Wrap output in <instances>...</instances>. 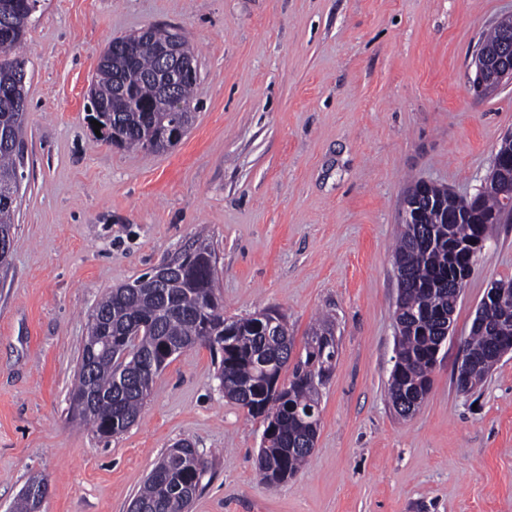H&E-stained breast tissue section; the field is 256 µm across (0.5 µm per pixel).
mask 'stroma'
Returning <instances> with one entry per match:
<instances>
[{"label":"stroma","instance_id":"35a3bbf8","mask_svg":"<svg viewBox=\"0 0 512 512\" xmlns=\"http://www.w3.org/2000/svg\"><path fill=\"white\" fill-rule=\"evenodd\" d=\"M512 0H39L25 39V178L0 270V512L32 478L40 512H129L160 454L192 442L209 470L190 512H512V354L467 395L461 343L493 282L512 279L497 225L453 315L431 389L388 397L411 181L478 192L512 132V86L475 97L473 54ZM157 25L195 50L196 119L168 152L105 145L87 119L99 58ZM209 245L224 315H283L301 355L316 319L338 355L305 467L273 485L264 426L225 398L198 347L104 440L70 392L87 320L112 288Z\"/></svg>","mask_w":512,"mask_h":512}]
</instances>
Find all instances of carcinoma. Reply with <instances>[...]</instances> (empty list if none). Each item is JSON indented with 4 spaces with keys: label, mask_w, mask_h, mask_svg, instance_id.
Instances as JSON below:
<instances>
[{
    "label": "carcinoma",
    "mask_w": 512,
    "mask_h": 512,
    "mask_svg": "<svg viewBox=\"0 0 512 512\" xmlns=\"http://www.w3.org/2000/svg\"><path fill=\"white\" fill-rule=\"evenodd\" d=\"M39 0H0V30L12 34L0 45V264L12 246L15 205L7 200L9 183L19 172L22 133L27 112L25 59L19 52ZM175 32L154 26L133 36L112 39L101 56L90 96V120L100 127L102 141L128 149L159 153L174 145L170 133L187 132L195 113L191 96L198 78L171 82L159 55ZM512 35V18L498 21L484 37L489 46ZM448 189L424 188L415 201L420 223L401 224L393 254L404 269L396 306L398 345L404 372L390 376L388 393L393 409L403 417L414 414L405 406L408 394L430 390L434 368L431 352L437 343L439 319L455 311L454 270L467 245L486 240L498 223L504 203L496 191L472 198L466 223L445 222L437 204ZM216 259L199 245L163 262L152 272L109 291L89 316L71 405L79 419L103 438L121 434L140 416L154 380L175 354L198 346L221 355L217 379L224 396L262 421L273 432L271 446L260 449L259 474L276 484L294 477L310 455L319 420L306 409H319V387L335 366L337 346L322 345L319 337L331 329L323 322L306 342L288 383L280 382L292 341L288 329L267 336L257 315L224 318L217 295ZM512 338V319L491 303L483 310L482 325L471 330L466 348L477 358L496 341ZM208 462L189 441H181L161 456L132 501L136 512H187L201 486Z\"/></svg>",
    "instance_id": "cac0c4a2"
}]
</instances>
